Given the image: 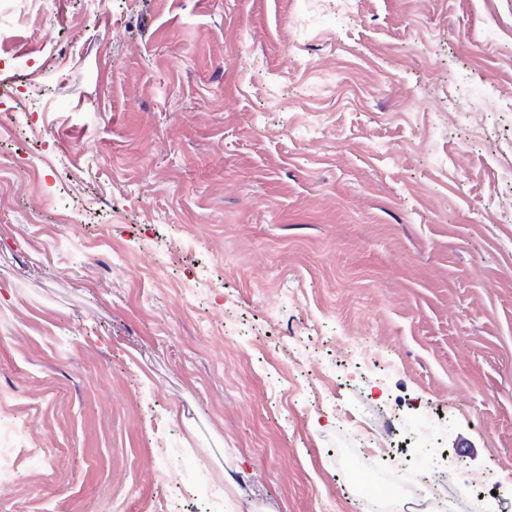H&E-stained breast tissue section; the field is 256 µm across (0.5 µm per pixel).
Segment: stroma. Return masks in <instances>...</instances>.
<instances>
[{
    "label": "stroma",
    "mask_w": 512,
    "mask_h": 512,
    "mask_svg": "<svg viewBox=\"0 0 512 512\" xmlns=\"http://www.w3.org/2000/svg\"><path fill=\"white\" fill-rule=\"evenodd\" d=\"M0 84V512H392L422 417L512 512V0H54ZM11 434L10 426L0 424V482L12 480L21 453L17 443L5 442L6 437H10ZM234 472L238 470L232 469ZM231 470L224 468V484H225V495L228 499L245 501L248 504L246 512H279L277 507L272 504H256L249 498L250 492L245 489L246 485L243 484V480L234 475ZM245 487V488H244Z\"/></svg>",
    "instance_id": "1"
}]
</instances>
